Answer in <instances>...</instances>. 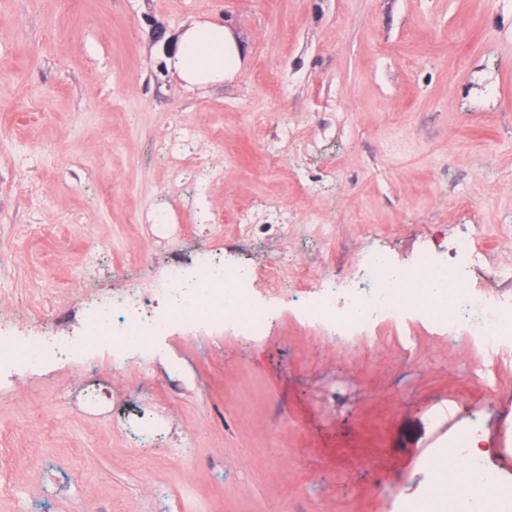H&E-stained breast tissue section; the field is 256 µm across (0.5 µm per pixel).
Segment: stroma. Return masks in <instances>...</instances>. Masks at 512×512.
Instances as JSON below:
<instances>
[{
	"instance_id": "obj_1",
	"label": "stroma",
	"mask_w": 512,
	"mask_h": 512,
	"mask_svg": "<svg viewBox=\"0 0 512 512\" xmlns=\"http://www.w3.org/2000/svg\"><path fill=\"white\" fill-rule=\"evenodd\" d=\"M197 21L242 42L233 78L177 75L169 51ZM177 123L203 154L223 135L224 180L215 223L172 247L130 216L187 217L190 179L149 153ZM279 203L313 264L345 244L407 262L475 224L511 263L512 0H0V332L80 334L87 298L174 257L264 268L272 240L239 237L231 215ZM316 207L332 239L307 223ZM279 288L259 281L278 313L255 345L203 325L159 338L139 393L132 347L120 373L108 347L0 371V512H390L428 491L446 438L429 418L453 400L497 447L512 367L485 399L475 353L439 329L385 324L344 350ZM161 397L169 419L140 444L133 422ZM179 440L191 469L169 454Z\"/></svg>"
}]
</instances>
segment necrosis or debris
<instances>
[{"label":"necrosis or debris","mask_w":512,"mask_h":512,"mask_svg":"<svg viewBox=\"0 0 512 512\" xmlns=\"http://www.w3.org/2000/svg\"><path fill=\"white\" fill-rule=\"evenodd\" d=\"M193 140L192 129L178 125L154 149L166 156L172 174L192 176L191 208L197 221L207 224L211 221L208 190L223 179L224 167L191 152ZM235 221L243 238L270 232L276 251L265 270L248 261L228 266L215 258L190 278L180 262H171L151 284V294L161 298V305L141 302L135 297L137 285H127L125 294L89 308L88 334L0 336V368H34L58 356L82 354L94 343L117 350L130 344L140 353L139 371L144 374L150 369L158 338L181 324L222 325L258 342L273 316L271 307L257 302L258 276L278 279L288 269L297 279L313 284V298L300 309V320L341 346L369 343L372 330L382 323L415 321L445 330L449 340L479 351L493 366L512 364V291L493 295L473 281L478 275L512 284V265L495 262L482 252L477 231L454 240L447 263L423 255L398 264L384 251L372 249L359 252L349 268L340 261L302 267L291 265L288 255L287 207H245ZM438 278L453 287L451 303L433 301L416 287L418 281ZM480 431L479 422L469 421L457 427L443 447L463 464L448 512H512V475L494 459L468 452L471 438Z\"/></svg>","instance_id":"necrosis-or-debris-1"}]
</instances>
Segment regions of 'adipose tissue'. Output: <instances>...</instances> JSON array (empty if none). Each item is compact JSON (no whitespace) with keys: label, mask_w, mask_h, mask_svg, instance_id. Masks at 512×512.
Here are the masks:
<instances>
[{"label":"adipose tissue","mask_w":512,"mask_h":512,"mask_svg":"<svg viewBox=\"0 0 512 512\" xmlns=\"http://www.w3.org/2000/svg\"><path fill=\"white\" fill-rule=\"evenodd\" d=\"M242 53L241 43L223 25L196 22L178 39L175 69L190 84L220 82L240 70Z\"/></svg>","instance_id":"obj_1"}]
</instances>
